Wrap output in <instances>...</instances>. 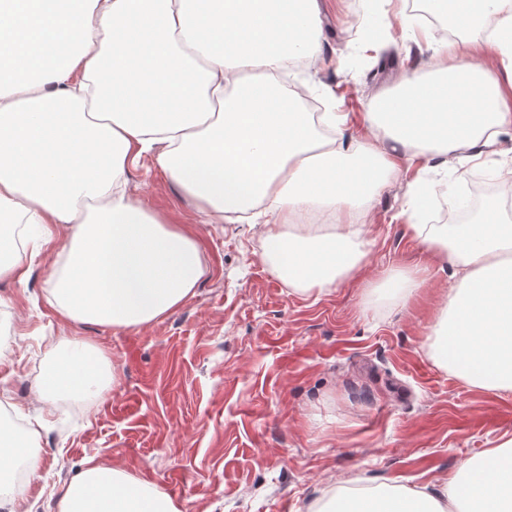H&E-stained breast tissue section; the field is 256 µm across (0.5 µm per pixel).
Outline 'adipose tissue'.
<instances>
[{
	"label": "adipose tissue",
	"instance_id": "1",
	"mask_svg": "<svg viewBox=\"0 0 512 512\" xmlns=\"http://www.w3.org/2000/svg\"><path fill=\"white\" fill-rule=\"evenodd\" d=\"M469 33L435 48L431 75L405 73L370 101L367 138L344 112L304 111L277 81L288 60L322 58L321 0H0V223L61 224L48 279L61 316L115 329L179 308L203 274L197 239L133 197L130 160L158 162L217 220L260 205L263 262L318 299L363 265L365 216L400 162L480 165L512 128V0H426ZM458 279L432 328L434 361L512 392V218L499 200L470 224H415ZM82 338L36 377L39 400L91 398L108 365ZM35 435L0 426V491ZM58 512H181L151 482L88 463ZM311 512H512V437L465 461L439 491L340 489Z\"/></svg>",
	"mask_w": 512,
	"mask_h": 512
}]
</instances>
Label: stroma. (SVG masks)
I'll return each instance as SVG.
<instances>
[{"label": "stroma", "instance_id": "1", "mask_svg": "<svg viewBox=\"0 0 512 512\" xmlns=\"http://www.w3.org/2000/svg\"><path fill=\"white\" fill-rule=\"evenodd\" d=\"M388 38L372 64L350 69L365 22L358 0H323V65L285 75L288 90L320 88L329 112L366 132L370 98L404 71L427 72L444 38L425 22L405 28L408 0H376ZM500 156L463 176L428 168L437 184L426 223H453L455 189L476 183ZM407 172L374 203L366 264L319 300L289 293L263 263L250 217L207 223L143 154L127 168L132 194L199 237L205 273L182 306L127 330L61 319L46 281L66 230L24 243L25 278L0 280V417L36 430L40 464L15 512H57L64 484L87 461L154 483L181 512H308L340 484L439 490L468 458L512 436V393L474 387L437 366L431 326L457 277L410 231ZM393 268L424 284L405 301L373 282ZM107 358L116 381L92 399L47 405L33 386L63 338Z\"/></svg>", "mask_w": 512, "mask_h": 512}]
</instances>
